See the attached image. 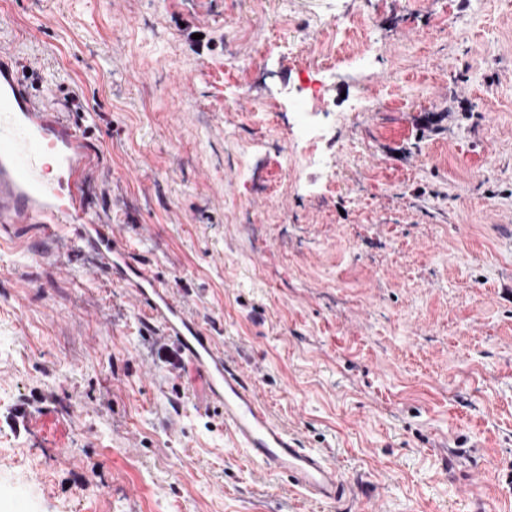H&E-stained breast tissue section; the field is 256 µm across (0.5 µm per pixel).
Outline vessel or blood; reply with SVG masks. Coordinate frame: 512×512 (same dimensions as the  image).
Returning <instances> with one entry per match:
<instances>
[{"mask_svg":"<svg viewBox=\"0 0 512 512\" xmlns=\"http://www.w3.org/2000/svg\"><path fill=\"white\" fill-rule=\"evenodd\" d=\"M101 168L95 148L70 116L41 104L21 65L0 53V224H37L51 237L61 224L80 226L95 269L127 288L134 301L175 339L224 413L236 447L264 469L288 474L311 499L336 503L345 485L334 463L276 423L250 380L216 346L149 264L136 262L110 221L87 214L85 186Z\"/></svg>","mask_w":512,"mask_h":512,"instance_id":"vessel-or-blood-1","label":"vessel or blood"}]
</instances>
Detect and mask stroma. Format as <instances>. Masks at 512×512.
Returning a JSON list of instances; mask_svg holds the SVG:
<instances>
[{
	"instance_id": "stroma-1",
	"label": "stroma",
	"mask_w": 512,
	"mask_h": 512,
	"mask_svg": "<svg viewBox=\"0 0 512 512\" xmlns=\"http://www.w3.org/2000/svg\"><path fill=\"white\" fill-rule=\"evenodd\" d=\"M1 49L350 496L232 448L73 225L0 224V512H512V0H0Z\"/></svg>"
}]
</instances>
